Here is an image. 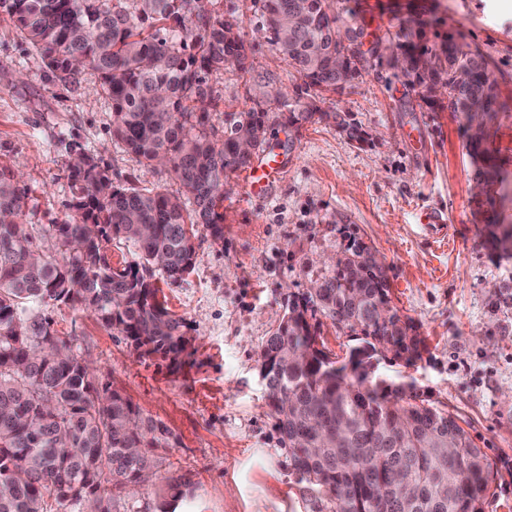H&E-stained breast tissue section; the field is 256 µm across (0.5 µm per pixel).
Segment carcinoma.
<instances>
[{
  "instance_id": "obj_1",
  "label": "carcinoma",
  "mask_w": 512,
  "mask_h": 512,
  "mask_svg": "<svg viewBox=\"0 0 512 512\" xmlns=\"http://www.w3.org/2000/svg\"><path fill=\"white\" fill-rule=\"evenodd\" d=\"M199 0H0V10L41 55L72 79L91 70L112 102V132L147 165L163 164L194 208L153 189L117 187L91 155L69 166L73 215L49 224L56 252L41 253L24 228L29 188L0 165V512H112L153 473L169 430L145 421L125 396L95 386L85 359L57 333L43 308L78 303L115 330L140 357L172 372L189 364L185 321L157 298L144 276L155 268L175 283L193 265V228L224 239V185L270 149L271 122L290 127L332 120L349 138L368 133L338 112H322L318 93L342 94L382 60L414 78L423 99L447 97L448 110L482 116L469 137L477 184L499 186L491 205L512 201V175L493 162L487 122L507 108L484 57L465 42L440 50L411 43L426 23L408 20L366 51L364 29L331 10V0H262L270 43L302 80L295 97L224 113L212 123L206 75L229 64L251 67L237 20L212 15ZM492 246L512 254V223L491 225ZM140 262L113 268L114 240ZM332 261L288 312L260 353L268 405L288 449L296 483L312 512H483L494 471L450 411L377 374L378 356L411 365L425 340L391 305L377 251L345 236ZM322 316L359 342L348 358L318 348ZM187 483L170 478L157 512H170Z\"/></svg>"
}]
</instances>
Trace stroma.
<instances>
[{"instance_id": "obj_1", "label": "stroma", "mask_w": 512, "mask_h": 512, "mask_svg": "<svg viewBox=\"0 0 512 512\" xmlns=\"http://www.w3.org/2000/svg\"><path fill=\"white\" fill-rule=\"evenodd\" d=\"M236 17L252 67L207 75L223 127L228 112L249 111L277 88L292 94L300 79L270 44L260 0H202ZM368 37L397 31L416 17L430 43L461 33L489 63L507 111L492 122L489 147L512 171V0H393L390 19L368 0H335ZM320 108L346 113L370 135L350 140L334 123L271 127L281 163L263 196L245 194L244 174L224 190V239L194 228V267L183 280L153 281L170 312L183 318L194 353L170 372L155 358H136L117 332L80 304L45 313L87 361L98 386L121 392L143 418L164 424L170 446L152 481L113 504V512L154 504L168 477L189 483L202 512H311L280 443L259 356L291 295L310 288L344 233L375 248L391 285L393 305L412 319L428 350L405 366L383 356L380 377L408 383L420 398L447 406L486 454L498 476L484 512H512V258L488 242L477 205L466 117L430 106L419 86L385 66L363 74L344 95L324 94ZM422 130L425 148L402 128ZM96 157L123 187L185 190L165 167L140 163L112 134V103L96 75L79 79L46 72L39 53L0 13V164L23 172L29 204L25 229L42 251L43 229L68 220L74 190L67 169L78 154ZM448 213L447 242L436 241L417 212Z\"/></svg>"}]
</instances>
